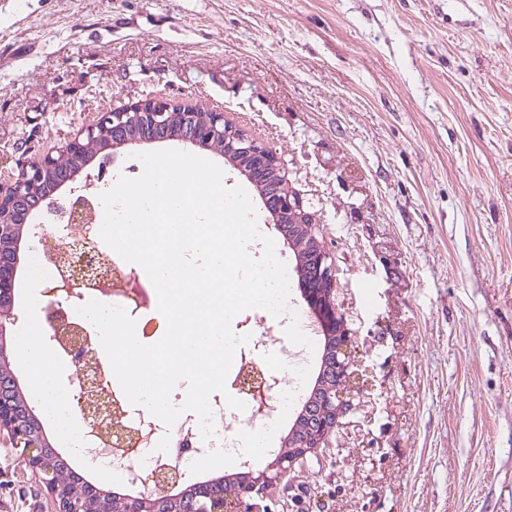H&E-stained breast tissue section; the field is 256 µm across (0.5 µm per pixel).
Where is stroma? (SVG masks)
<instances>
[{
    "label": "stroma",
    "mask_w": 512,
    "mask_h": 512,
    "mask_svg": "<svg viewBox=\"0 0 512 512\" xmlns=\"http://www.w3.org/2000/svg\"><path fill=\"white\" fill-rule=\"evenodd\" d=\"M146 90L268 141L330 249L376 444L289 482L326 512H512V0H0V179ZM115 156L79 194L141 174ZM38 250L23 342L50 332ZM0 503L58 510L3 442Z\"/></svg>",
    "instance_id": "35a3bbf8"
}]
</instances>
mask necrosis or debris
<instances>
[{
	"instance_id": "obj_1",
	"label": "necrosis or debris",
	"mask_w": 512,
	"mask_h": 512,
	"mask_svg": "<svg viewBox=\"0 0 512 512\" xmlns=\"http://www.w3.org/2000/svg\"><path fill=\"white\" fill-rule=\"evenodd\" d=\"M41 249L37 260L44 271L43 293L47 299L65 301L63 313L54 316V327L46 343L47 356L32 388V398L52 429L59 448L69 455H81L86 448H104L108 436L104 430L89 423H75L74 396L79 380L69 372V351L73 344L88 340L98 342L99 336L92 324L78 315L81 299L72 297L68 286L71 271L68 265L57 262L56 254L69 251L78 240L77 235L65 234L62 225L49 224L40 235ZM87 251L98 266L110 269L112 276L96 281L88 289V296L101 303L123 307L129 316H136L150 305L156 292L147 274L128 277L126 268L116 253L102 249L97 235H90ZM254 346L272 347L274 361L254 356L245 348H237L232 369L226 380L227 395H213L211 404L223 406L226 396L242 400L244 411H230L227 416H216V436L203 440L199 421L194 413H184L176 422V441L186 452L178 458L159 454L156 446L166 432L165 425L141 409H131L124 393L114 383L110 362L102 354H93L90 363L104 377L103 392L112 402V417L117 424L133 431H142L144 439L129 455V466L124 477L158 472L160 467L181 469L192 464L196 457L225 454L243 456L248 440L275 424L282 409L296 402L306 390L311 364L304 348L296 346L290 337L260 335Z\"/></svg>"
}]
</instances>
